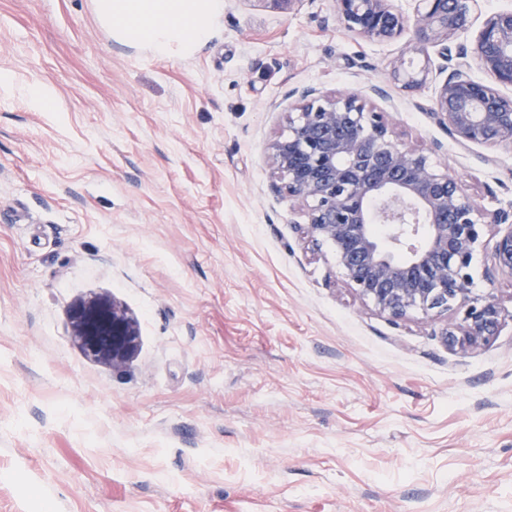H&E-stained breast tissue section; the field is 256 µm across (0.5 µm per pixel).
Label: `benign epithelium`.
<instances>
[{"instance_id":"benign-epithelium-1","label":"benign epithelium","mask_w":512,"mask_h":512,"mask_svg":"<svg viewBox=\"0 0 512 512\" xmlns=\"http://www.w3.org/2000/svg\"><path fill=\"white\" fill-rule=\"evenodd\" d=\"M412 14L393 0H335L350 34L389 42L411 32V50L438 48L448 71L429 112L448 137L487 147L512 145V9L488 14L474 40L470 0H413ZM491 84L471 79L472 65ZM428 71L393 62L390 80L404 91L426 81ZM386 96L373 85L329 95L315 85L284 94L288 135L266 149L271 191L296 202L305 221L302 239L318 250L332 246L348 287L396 324L411 313L451 315L441 332L450 348L496 335L503 309L493 292L473 293L471 265L487 233L496 237L492 259L512 276V209L488 210L466 193L460 179L426 151L400 141L373 101ZM72 336L93 357L117 367L135 353L139 330L126 309L107 295L76 304Z\"/></svg>"}]
</instances>
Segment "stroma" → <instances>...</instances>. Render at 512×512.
Segmentation results:
<instances>
[{
  "mask_svg": "<svg viewBox=\"0 0 512 512\" xmlns=\"http://www.w3.org/2000/svg\"><path fill=\"white\" fill-rule=\"evenodd\" d=\"M346 32L333 0H224L210 37L158 57L93 0H0V512H512V277L493 238L474 293L496 336L391 323L270 189L288 87H387L402 140L484 208H512V149L428 112L435 47ZM428 70L404 92L397 57ZM46 80L55 111L30 103ZM106 294L139 324L114 368L69 311Z\"/></svg>",
  "mask_w": 512,
  "mask_h": 512,
  "instance_id": "1",
  "label": "stroma"
}]
</instances>
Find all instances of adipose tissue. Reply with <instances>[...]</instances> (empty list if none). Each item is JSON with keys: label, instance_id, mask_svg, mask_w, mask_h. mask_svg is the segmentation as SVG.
<instances>
[{"label": "adipose tissue", "instance_id": "obj_1", "mask_svg": "<svg viewBox=\"0 0 512 512\" xmlns=\"http://www.w3.org/2000/svg\"><path fill=\"white\" fill-rule=\"evenodd\" d=\"M94 7L119 41L167 56L208 39L224 0H94Z\"/></svg>", "mask_w": 512, "mask_h": 512}]
</instances>
